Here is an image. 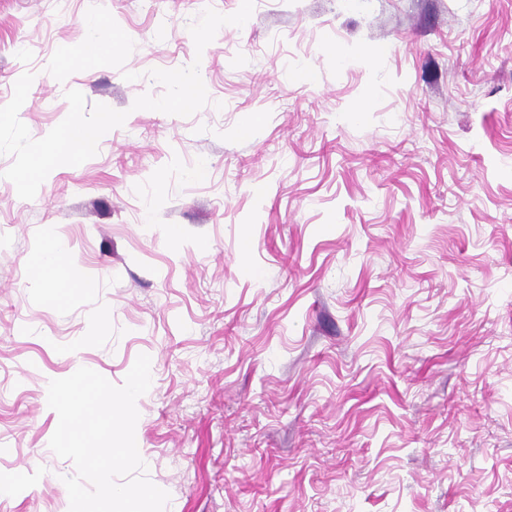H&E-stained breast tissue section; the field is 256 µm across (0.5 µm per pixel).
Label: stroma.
Returning a JSON list of instances; mask_svg holds the SVG:
<instances>
[{
  "mask_svg": "<svg viewBox=\"0 0 512 512\" xmlns=\"http://www.w3.org/2000/svg\"><path fill=\"white\" fill-rule=\"evenodd\" d=\"M240 5L0 0L32 138L128 114L31 200L0 155V512L69 510L49 381L142 354L165 512H512V0H255L196 52ZM195 61L198 112L133 109ZM66 246L56 241L51 257L43 263L32 268V275L40 280L49 279L58 288L64 284H70L74 278V272L69 267V259L66 256Z\"/></svg>",
  "mask_w": 512,
  "mask_h": 512,
  "instance_id": "obj_1",
  "label": "stroma"
}]
</instances>
